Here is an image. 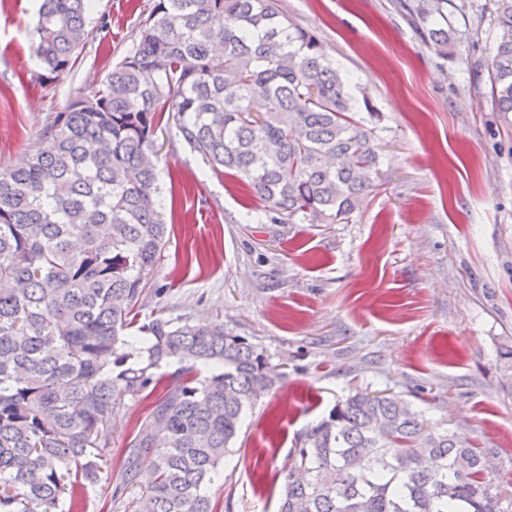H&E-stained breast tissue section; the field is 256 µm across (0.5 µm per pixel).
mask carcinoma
Here are the masks:
<instances>
[{
    "label": "carcinoma",
    "instance_id": "cac0c4a2",
    "mask_svg": "<svg viewBox=\"0 0 512 512\" xmlns=\"http://www.w3.org/2000/svg\"><path fill=\"white\" fill-rule=\"evenodd\" d=\"M400 2L442 22L444 4ZM492 101L512 113V0H491ZM93 0H42L36 54L70 71ZM372 112L317 35L278 0H156L136 42L90 96L43 130L26 166L0 171V512H82L81 488L111 476L103 429L153 369L186 364L142 421L120 491L130 512H213L214 481L247 409L284 373L224 324L156 319L146 358L123 336L165 245L153 137L172 127L215 172L244 181L279 223L349 220L378 173ZM213 368L207 375L197 365ZM278 512H512L485 455L392 393H356L297 438Z\"/></svg>",
    "mask_w": 512,
    "mask_h": 512
}]
</instances>
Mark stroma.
<instances>
[{
    "label": "stroma",
    "mask_w": 512,
    "mask_h": 512,
    "mask_svg": "<svg viewBox=\"0 0 512 512\" xmlns=\"http://www.w3.org/2000/svg\"><path fill=\"white\" fill-rule=\"evenodd\" d=\"M400 0H281L378 118L373 186L345 224L271 222L235 177L213 172L175 129H158L169 239L137 326L223 323L285 378L248 412L214 482L216 512H277L272 497L308 424L355 392L388 390L481 450L512 493V121L496 112L486 61L488 0L452 13L448 44L426 42ZM154 0H94L71 71L39 79L40 0H0V170L24 165L75 92L92 93L132 47ZM180 363L110 420L112 479L87 512H127L118 493L141 418L179 385Z\"/></svg>",
    "instance_id": "35a3bbf8"
}]
</instances>
